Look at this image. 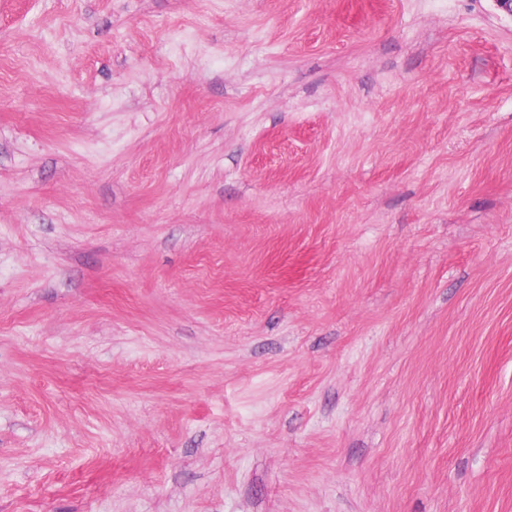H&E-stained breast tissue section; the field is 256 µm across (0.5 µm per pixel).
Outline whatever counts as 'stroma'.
Segmentation results:
<instances>
[{
  "label": "stroma",
  "mask_w": 512,
  "mask_h": 512,
  "mask_svg": "<svg viewBox=\"0 0 512 512\" xmlns=\"http://www.w3.org/2000/svg\"><path fill=\"white\" fill-rule=\"evenodd\" d=\"M0 512H512V17L0 0Z\"/></svg>",
  "instance_id": "1"
}]
</instances>
